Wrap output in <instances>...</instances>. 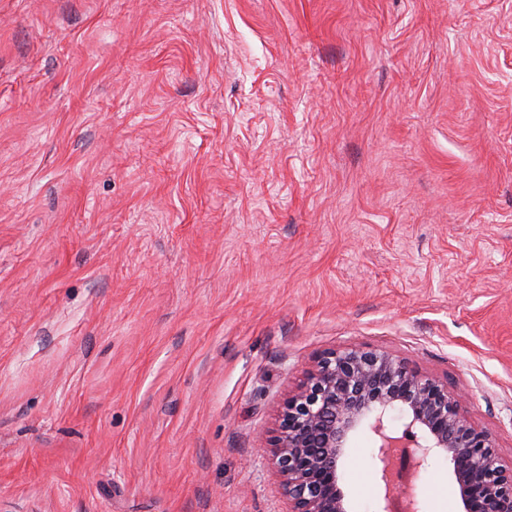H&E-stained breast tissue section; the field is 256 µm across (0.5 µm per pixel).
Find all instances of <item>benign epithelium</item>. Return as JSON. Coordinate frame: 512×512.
Listing matches in <instances>:
<instances>
[{"label":"benign epithelium","instance_id":"obj_1","mask_svg":"<svg viewBox=\"0 0 512 512\" xmlns=\"http://www.w3.org/2000/svg\"><path fill=\"white\" fill-rule=\"evenodd\" d=\"M464 396L388 350L354 343L316 357L288 391L265 448L288 512H349L341 468L351 436L379 437L373 460L384 489L381 512H419L415 480L435 457L448 461L460 512H512V464L496 435L469 420ZM406 419L386 433V414Z\"/></svg>","mask_w":512,"mask_h":512}]
</instances>
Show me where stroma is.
Wrapping results in <instances>:
<instances>
[{"label":"stroma","instance_id":"1","mask_svg":"<svg viewBox=\"0 0 512 512\" xmlns=\"http://www.w3.org/2000/svg\"><path fill=\"white\" fill-rule=\"evenodd\" d=\"M350 343L512 459V0H0V512H288L263 448Z\"/></svg>","mask_w":512,"mask_h":512}]
</instances>
